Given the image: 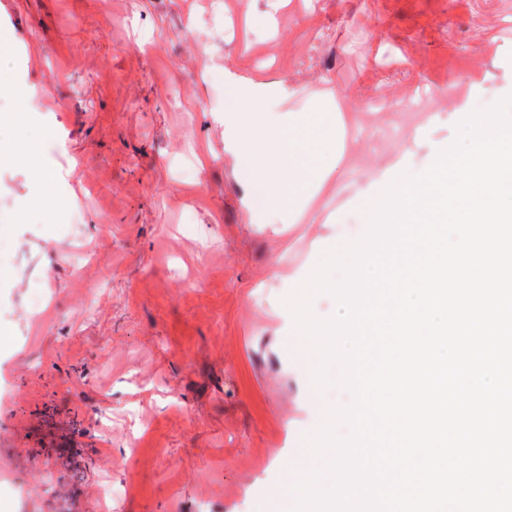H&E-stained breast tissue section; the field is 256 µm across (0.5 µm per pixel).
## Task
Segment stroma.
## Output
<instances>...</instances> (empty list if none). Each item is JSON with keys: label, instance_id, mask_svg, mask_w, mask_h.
<instances>
[{"label": "stroma", "instance_id": "obj_1", "mask_svg": "<svg viewBox=\"0 0 512 512\" xmlns=\"http://www.w3.org/2000/svg\"><path fill=\"white\" fill-rule=\"evenodd\" d=\"M1 29L70 206L22 216L32 173L0 164V512H264L318 421L284 344L288 276L337 219L357 227L362 180L512 95V0H0ZM227 70L270 111L364 118L363 164L297 224L244 202ZM109 484L131 491L102 501Z\"/></svg>", "mask_w": 512, "mask_h": 512}]
</instances>
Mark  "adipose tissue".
<instances>
[{
  "label": "adipose tissue",
  "instance_id": "ef3b65f1",
  "mask_svg": "<svg viewBox=\"0 0 512 512\" xmlns=\"http://www.w3.org/2000/svg\"><path fill=\"white\" fill-rule=\"evenodd\" d=\"M233 106L224 119L236 130L229 145L252 208L266 217L301 215L326 189L339 168L355 159L347 119L335 107L318 106L282 115L261 111L264 85L225 73Z\"/></svg>",
  "mask_w": 512,
  "mask_h": 512
}]
</instances>
